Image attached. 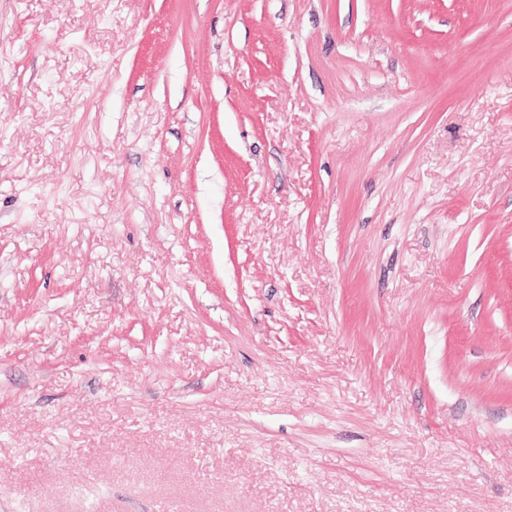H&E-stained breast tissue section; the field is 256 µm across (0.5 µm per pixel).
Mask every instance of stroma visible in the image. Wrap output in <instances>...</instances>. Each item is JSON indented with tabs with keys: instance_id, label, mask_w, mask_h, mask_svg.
Segmentation results:
<instances>
[{
	"instance_id": "1",
	"label": "stroma",
	"mask_w": 512,
	"mask_h": 512,
	"mask_svg": "<svg viewBox=\"0 0 512 512\" xmlns=\"http://www.w3.org/2000/svg\"><path fill=\"white\" fill-rule=\"evenodd\" d=\"M0 512H512V0H0Z\"/></svg>"
}]
</instances>
